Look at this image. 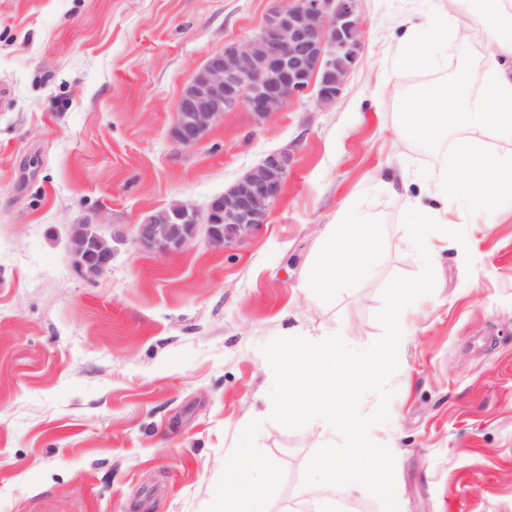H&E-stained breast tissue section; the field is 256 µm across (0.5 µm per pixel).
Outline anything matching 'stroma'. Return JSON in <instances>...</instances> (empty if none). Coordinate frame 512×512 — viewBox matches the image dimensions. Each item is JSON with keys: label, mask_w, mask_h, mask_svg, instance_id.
Here are the masks:
<instances>
[{"label": "stroma", "mask_w": 512, "mask_h": 512, "mask_svg": "<svg viewBox=\"0 0 512 512\" xmlns=\"http://www.w3.org/2000/svg\"><path fill=\"white\" fill-rule=\"evenodd\" d=\"M282 0H0V512H382L363 486H303L331 439L320 421H270L262 346L289 330L381 337L382 291L420 273L404 230L417 192L468 129L400 135L397 91L471 69L480 38L443 27L436 65L400 61L409 17L450 18L455 0H359L363 49L342 95L316 91L265 123L225 113L196 147L176 144L175 101L213 53L243 43ZM290 159L257 231L224 248L197 230L159 254L137 224L187 202L206 210L268 154ZM375 215L363 274L327 297L300 284L326 225ZM435 287L405 317L389 419L402 512H512V206L453 205ZM125 237L110 269L79 272L72 225Z\"/></svg>", "instance_id": "stroma-1"}]
</instances>
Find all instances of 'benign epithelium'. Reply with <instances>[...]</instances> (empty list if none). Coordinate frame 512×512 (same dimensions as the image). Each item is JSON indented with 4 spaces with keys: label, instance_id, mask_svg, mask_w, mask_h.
<instances>
[{
    "label": "benign epithelium",
    "instance_id": "benign-epithelium-1",
    "mask_svg": "<svg viewBox=\"0 0 512 512\" xmlns=\"http://www.w3.org/2000/svg\"><path fill=\"white\" fill-rule=\"evenodd\" d=\"M361 49L357 0H287L266 16L250 41L224 46L192 76L175 103L173 139L182 147H195L224 113L239 108L251 112L259 124L268 121L308 90L314 60L325 70L318 100L330 104L344 88V79L334 77V71L348 73ZM288 163L287 153H270L224 192L220 204L209 203L202 214L188 203H176L173 215L205 227L211 243L241 240L266 222L269 206L284 193ZM194 236L147 217L137 225L136 242L166 254L185 248ZM69 238L80 245L75 256L82 270L86 252H99V266L86 268L90 275L110 268L112 243L120 241L96 233L92 222L71 225Z\"/></svg>",
    "mask_w": 512,
    "mask_h": 512
}]
</instances>
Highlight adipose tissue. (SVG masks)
<instances>
[{"label": "adipose tissue", "mask_w": 512, "mask_h": 512, "mask_svg": "<svg viewBox=\"0 0 512 512\" xmlns=\"http://www.w3.org/2000/svg\"><path fill=\"white\" fill-rule=\"evenodd\" d=\"M490 22L484 30L487 69L484 90H470L466 71H459L452 84L426 85L417 95L424 109L407 112L406 129L434 138L449 118H464L475 135L449 151L443 166L432 171L426 193L410 197L418 222L407 231V241L423 266H430L439 246L436 225L447 223L448 210L457 197H469L475 211L486 202H512V153L493 151L487 135L512 132V12L503 0H485ZM438 23H409L402 37L405 66L426 70L436 63ZM378 236L371 214L347 211L337 223L327 225L321 248L303 281V289L323 296L354 278L368 265L370 248Z\"/></svg>", "instance_id": "obj_1"}]
</instances>
